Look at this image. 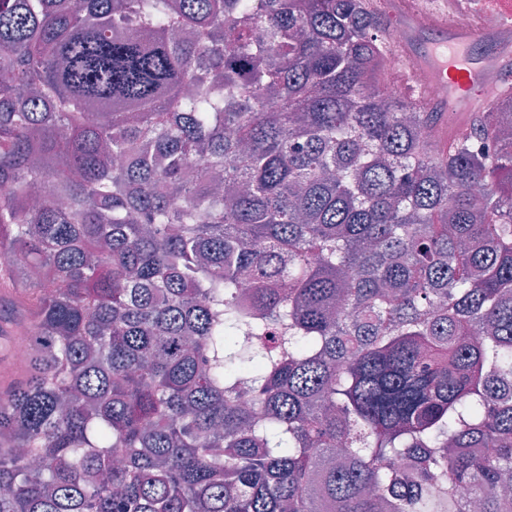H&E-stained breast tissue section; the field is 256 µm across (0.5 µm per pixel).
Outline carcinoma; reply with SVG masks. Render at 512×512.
<instances>
[{
	"label": "carcinoma",
	"mask_w": 512,
	"mask_h": 512,
	"mask_svg": "<svg viewBox=\"0 0 512 512\" xmlns=\"http://www.w3.org/2000/svg\"><path fill=\"white\" fill-rule=\"evenodd\" d=\"M382 26L0 0V512H512V87L460 136Z\"/></svg>",
	"instance_id": "obj_1"
}]
</instances>
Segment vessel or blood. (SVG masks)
Returning a JSON list of instances; mask_svg holds the SVG:
<instances>
[{"label":"vessel or blood","instance_id":"1","mask_svg":"<svg viewBox=\"0 0 512 512\" xmlns=\"http://www.w3.org/2000/svg\"><path fill=\"white\" fill-rule=\"evenodd\" d=\"M443 0H407L405 8L413 20L410 37L398 45L412 69L427 74L440 85L439 99L426 100L428 109L455 116L474 111L477 105H489L496 92L487 86L484 72L496 68L503 84L512 83V61L507 57L483 55L477 50L488 31L469 22H452Z\"/></svg>","mask_w":512,"mask_h":512}]
</instances>
